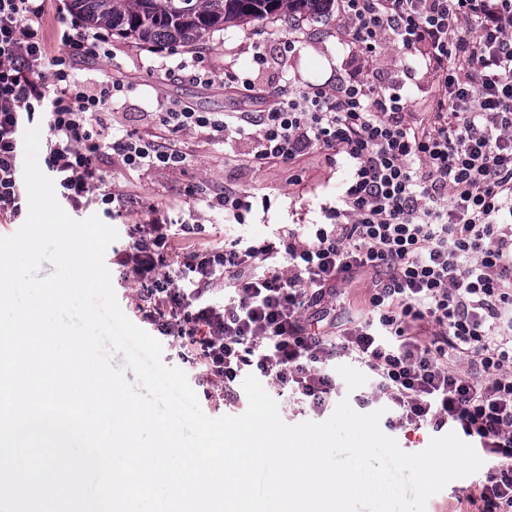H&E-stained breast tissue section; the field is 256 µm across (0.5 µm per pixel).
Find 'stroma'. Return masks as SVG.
<instances>
[{"instance_id": "stroma-1", "label": "stroma", "mask_w": 512, "mask_h": 512, "mask_svg": "<svg viewBox=\"0 0 512 512\" xmlns=\"http://www.w3.org/2000/svg\"><path fill=\"white\" fill-rule=\"evenodd\" d=\"M285 38L295 39L294 52L283 51L280 42ZM257 39L267 44L268 61L262 66L251 61L252 43ZM199 53L205 55L215 76L212 85L192 82L179 68L180 60ZM364 67L362 57L344 46L339 18L333 11L322 16L284 15L231 26L193 47L168 46L161 56L130 40L113 37L111 60L80 64L79 77L91 90L122 79L128 90L106 112L107 121L145 140H173L185 156L184 163L173 170L144 172L113 167V186L132 198L129 211L111 222L119 234L114 248L125 244L130 225L140 222L149 205L169 204L168 215L175 224L188 220L190 214L205 212L198 196L188 193L195 186L214 190L233 183L256 195L269 196L272 201L269 211H256L246 224H226L220 214L206 212L208 225L202 239L206 245L218 247L236 237L260 240L273 237L278 228L288 224L319 223L321 205L336 200L342 169H331L315 150L295 171L279 166L253 167L249 162L252 143L247 137L237 135L224 142L207 129L172 130L159 121L157 101L162 98L199 112H258L264 107L263 93L286 94L303 83L322 84L332 81L335 73L353 74ZM233 73L251 80L256 97L246 98L226 88L227 77ZM370 285L367 275L341 285L330 320L342 325L365 309Z\"/></svg>"}]
</instances>
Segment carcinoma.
Returning a JSON list of instances; mask_svg holds the SVG:
<instances>
[{
	"mask_svg": "<svg viewBox=\"0 0 512 512\" xmlns=\"http://www.w3.org/2000/svg\"><path fill=\"white\" fill-rule=\"evenodd\" d=\"M94 29L139 45L195 46L229 26L282 14L322 15L334 0H71Z\"/></svg>",
	"mask_w": 512,
	"mask_h": 512,
	"instance_id": "cac0c4a2",
	"label": "carcinoma"
}]
</instances>
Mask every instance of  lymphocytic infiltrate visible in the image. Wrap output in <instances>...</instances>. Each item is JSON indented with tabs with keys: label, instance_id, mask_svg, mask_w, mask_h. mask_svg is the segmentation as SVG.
<instances>
[{
	"label": "lymphocytic infiltrate",
	"instance_id": "lymphocytic-infiltrate-1",
	"mask_svg": "<svg viewBox=\"0 0 512 512\" xmlns=\"http://www.w3.org/2000/svg\"><path fill=\"white\" fill-rule=\"evenodd\" d=\"M345 44L368 67L269 93L261 112L216 115L158 100L174 130L249 135L256 166H292L309 150L341 166L334 203L310 230L272 240L200 241L201 218L175 226L159 207L130 225L114 263L130 301L194 373L204 398L234 403L255 376L284 401L324 413L336 364L369 372L362 399L384 401L392 426L454 429L491 460L468 494L478 512H512V0H337ZM47 0H0V219H24V132L48 128L42 154L55 193L73 209L122 216L130 197L108 164L147 171L184 160L167 139L118 135L103 114L123 81L91 91L78 63L112 57L110 33L65 22L57 49ZM420 54L385 78L384 47ZM437 89L428 118L408 120L406 85ZM209 210L238 224L269 197L227 186ZM371 276L367 309L330 330L319 316L340 284Z\"/></svg>",
	"mask_w": 512,
	"mask_h": 512
}]
</instances>
